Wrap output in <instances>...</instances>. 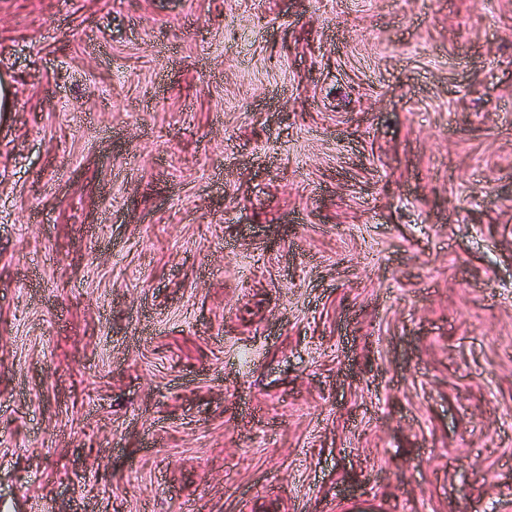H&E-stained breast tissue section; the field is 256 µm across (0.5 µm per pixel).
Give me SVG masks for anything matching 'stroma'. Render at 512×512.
I'll return each instance as SVG.
<instances>
[{"label":"stroma","mask_w":512,"mask_h":512,"mask_svg":"<svg viewBox=\"0 0 512 512\" xmlns=\"http://www.w3.org/2000/svg\"><path fill=\"white\" fill-rule=\"evenodd\" d=\"M0 512H512V0H0Z\"/></svg>","instance_id":"stroma-1"}]
</instances>
